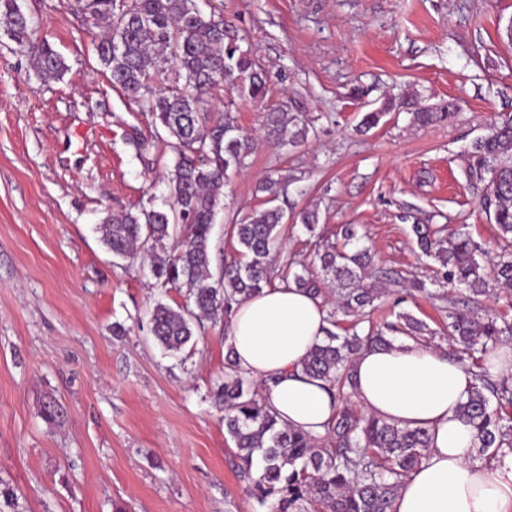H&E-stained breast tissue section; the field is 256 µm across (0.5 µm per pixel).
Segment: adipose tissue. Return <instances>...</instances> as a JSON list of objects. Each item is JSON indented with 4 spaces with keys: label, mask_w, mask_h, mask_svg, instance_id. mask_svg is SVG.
<instances>
[{
    "label": "adipose tissue",
    "mask_w": 512,
    "mask_h": 512,
    "mask_svg": "<svg viewBox=\"0 0 512 512\" xmlns=\"http://www.w3.org/2000/svg\"><path fill=\"white\" fill-rule=\"evenodd\" d=\"M327 326L320 300L278 286L236 306L228 329L240 371L281 420L314 437L325 434L336 403L300 363ZM354 373L367 413L430 435L427 459L401 486L391 512H512V453L488 465L473 461L476 432L459 413L474 383L465 365L447 350L405 340L361 350Z\"/></svg>",
    "instance_id": "1"
}]
</instances>
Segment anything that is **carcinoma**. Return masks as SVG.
<instances>
[{"mask_svg": "<svg viewBox=\"0 0 512 512\" xmlns=\"http://www.w3.org/2000/svg\"><path fill=\"white\" fill-rule=\"evenodd\" d=\"M106 33L96 46L99 65L112 85L141 106L155 127L171 141L174 163L164 175L168 197L163 207L139 212L110 213L97 230L104 246L120 259L140 255L160 288L184 290L185 302L172 307L161 301L150 311V332L167 352H180L203 322L225 329L233 305L280 284L310 292L327 305L324 339L300 364L301 371L323 381L337 403L334 420L324 436L315 438L278 419L259 387L245 379L231 358L224 361V383L216 391L224 404L225 432L234 444L239 477L260 503L275 501L273 512H389L402 483L427 456L430 437L421 427L406 428L368 415L357 408L353 364L365 347H391L401 335L432 343L441 335L452 354L468 364L474 379L461 416L475 428V458L490 464L512 450V375L491 373L487 355L512 323L471 304L490 292V284L512 287V116L492 119L486 133L467 150V176L484 185L481 205L496 225V261L486 268L481 246L464 231L413 224L421 253L439 269V278L410 282L412 290L433 301H449L447 322L432 329L412 313L379 328L370 321L381 291L373 282L371 250L359 245L357 225L341 228L342 244L325 238L315 210L296 215L315 238L310 262L291 261L275 269L282 248L284 210L276 205L289 180L266 176L260 190L265 206L229 226L235 255L213 267L211 232L224 198L229 172L245 165L255 143L241 134L230 110L210 108L218 88L228 84L252 100L265 93V80L249 52L224 22L223 0L203 11L196 0H67ZM9 19L8 39L29 55L36 73L60 79L69 70L65 58L47 40H32V25L18 0H0V21ZM392 106L362 115L359 127L379 125ZM451 100L441 108H419L414 120L422 125L458 115ZM266 139L278 146L308 140L309 123L279 107L266 115ZM350 328L335 331L340 320Z\"/></svg>", "mask_w": 512, "mask_h": 512, "instance_id": "carcinoma-1", "label": "carcinoma"}]
</instances>
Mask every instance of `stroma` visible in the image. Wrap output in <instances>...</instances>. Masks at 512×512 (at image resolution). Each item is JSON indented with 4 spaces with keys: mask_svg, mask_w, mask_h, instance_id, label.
I'll return each mask as SVG.
<instances>
[{
    "mask_svg": "<svg viewBox=\"0 0 512 512\" xmlns=\"http://www.w3.org/2000/svg\"><path fill=\"white\" fill-rule=\"evenodd\" d=\"M19 3L69 70L40 78L0 38V484L16 490L19 512H266L230 463L214 401L220 328L196 331L177 354L159 347L149 311L182 294L113 258L96 231L106 214L166 199L169 137L100 72L97 31L65 0ZM224 18L267 94L221 89L212 100L256 142L224 189L214 258L231 254L229 225L260 207L274 171L298 178L291 202L318 210L328 237L361 225L380 268L431 272L405 213L467 225L495 255L464 151L491 118L512 114V0H224ZM411 97L454 98L461 111L420 126L399 107ZM388 102L377 127L356 132L362 113ZM281 105L308 120L307 144L265 141L264 113ZM135 129L154 167L129 144Z\"/></svg>",
    "mask_w": 512,
    "mask_h": 512,
    "instance_id": "stroma-1",
    "label": "stroma"
}]
</instances>
